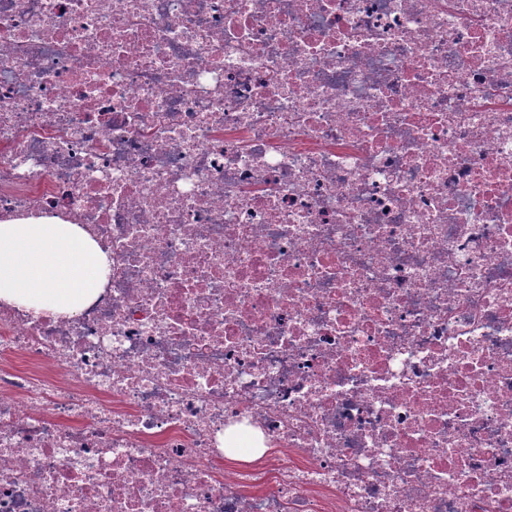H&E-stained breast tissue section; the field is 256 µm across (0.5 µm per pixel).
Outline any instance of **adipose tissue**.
Wrapping results in <instances>:
<instances>
[{
	"instance_id": "adipose-tissue-1",
	"label": "adipose tissue",
	"mask_w": 512,
	"mask_h": 512,
	"mask_svg": "<svg viewBox=\"0 0 512 512\" xmlns=\"http://www.w3.org/2000/svg\"><path fill=\"white\" fill-rule=\"evenodd\" d=\"M108 258L75 224L0 223V301L72 314L100 291Z\"/></svg>"
}]
</instances>
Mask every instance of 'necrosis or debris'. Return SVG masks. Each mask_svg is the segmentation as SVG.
Returning <instances> with one entry per match:
<instances>
[{
	"label": "necrosis or debris",
	"mask_w": 512,
	"mask_h": 512,
	"mask_svg": "<svg viewBox=\"0 0 512 512\" xmlns=\"http://www.w3.org/2000/svg\"><path fill=\"white\" fill-rule=\"evenodd\" d=\"M21 219L0 512H512V0H0ZM108 258L75 224L0 223V301L72 314L100 291Z\"/></svg>",
	"instance_id": "obj_1"
}]
</instances>
